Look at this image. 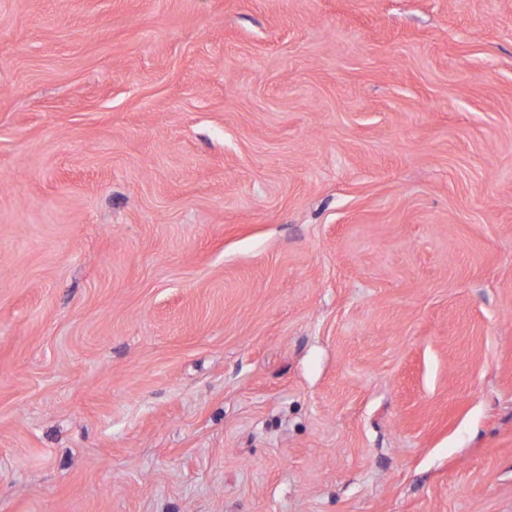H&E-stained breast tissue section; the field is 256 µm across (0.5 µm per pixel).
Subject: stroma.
Returning a JSON list of instances; mask_svg holds the SVG:
<instances>
[{"label":"stroma","mask_w":512,"mask_h":512,"mask_svg":"<svg viewBox=\"0 0 512 512\" xmlns=\"http://www.w3.org/2000/svg\"><path fill=\"white\" fill-rule=\"evenodd\" d=\"M0 512H512V0H0Z\"/></svg>","instance_id":"1"}]
</instances>
